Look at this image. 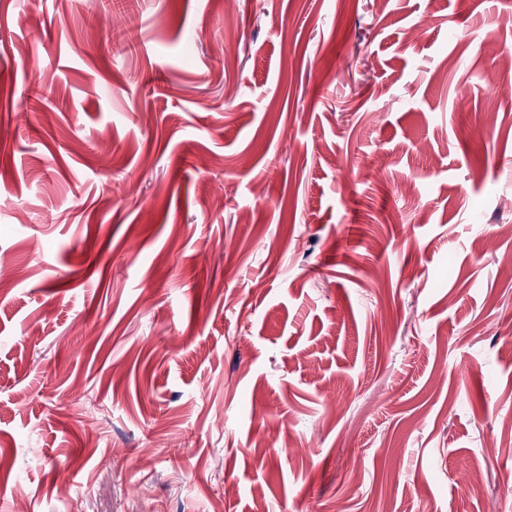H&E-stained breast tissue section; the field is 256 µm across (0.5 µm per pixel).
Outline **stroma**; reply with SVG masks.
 Instances as JSON below:
<instances>
[{"label": "stroma", "mask_w": 512, "mask_h": 512, "mask_svg": "<svg viewBox=\"0 0 512 512\" xmlns=\"http://www.w3.org/2000/svg\"><path fill=\"white\" fill-rule=\"evenodd\" d=\"M511 60L512 0H0V512H512Z\"/></svg>", "instance_id": "stroma-1"}]
</instances>
